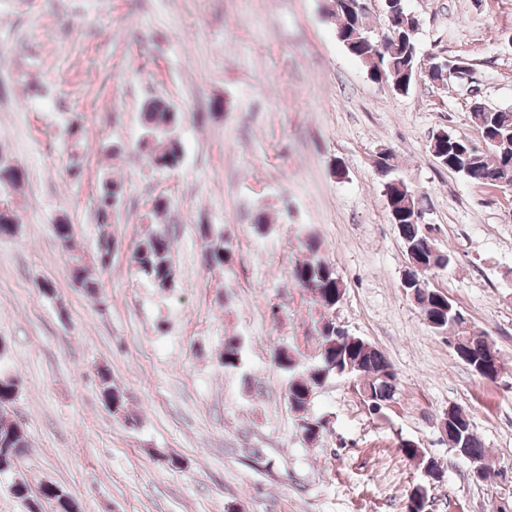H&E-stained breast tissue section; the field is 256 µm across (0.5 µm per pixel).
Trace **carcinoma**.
Here are the masks:
<instances>
[{"label":"carcinoma","mask_w":512,"mask_h":512,"mask_svg":"<svg viewBox=\"0 0 512 512\" xmlns=\"http://www.w3.org/2000/svg\"><path fill=\"white\" fill-rule=\"evenodd\" d=\"M336 18L339 21L337 36L347 51L368 68L369 78L375 82H386L392 90L405 95L426 72L430 82L447 85L446 69L430 66L418 67L417 19L404 8V0H391L384 4L382 34L374 38L367 25V16L352 21L344 8V0H336ZM144 134L139 149L148 163L160 171L174 172L181 166L183 147L172 138L180 120L181 112L160 97L146 100L141 108ZM469 121L477 138L466 134L451 133V137L434 141L431 155L446 159L455 155L454 147L462 149L463 157L446 163L448 171L471 181L491 179L492 186L504 192H512V109L480 107L473 104ZM379 173L386 177L383 189L387 190L385 201L388 218L394 225L399 239L412 244L414 251L405 252L407 261L418 263L414 274L424 284L413 302L428 328L436 335L452 332L459 346L477 357L495 353L497 349L488 341L486 333L479 331L465 318L456 315L457 306L445 295L433 292L428 280L421 272L445 271L451 265V256L428 238L423 227L415 219V209L427 207V196L404 179L394 175L396 165L393 155L383 151L376 165ZM24 179L23 171L12 166L0 168V191L8 193ZM123 196V184L114 179H105L97 195V221L101 227L112 224V209L119 206ZM16 217L12 216L7 199L0 198V237L14 235ZM200 235L208 241L202 254V263L209 270L222 268L232 261L229 240L221 233H213L209 225H200ZM172 240L165 230H156L136 248L133 262L137 273L147 278L157 288H167L176 274L171 259ZM307 257L293 268L297 282L310 291L324 311L331 312L344 295L343 282L334 267L321 255L320 244L312 239L306 245ZM112 257V236L101 233L96 254L97 267L105 270ZM74 280L87 295L98 293L99 283L89 277L82 266V259L74 258ZM337 324L325 320L319 330L321 339L320 361L305 371H299V362L285 348L275 354L279 369L288 373L286 397L289 407L296 413L308 409L313 394L332 376L346 369L355 377L356 390L370 412L380 415L386 403L396 399L399 390L397 374L384 354L374 346H363V338L355 336L350 341L340 342L336 336ZM240 344L235 337L224 343V367H237ZM100 395L103 402L112 404L115 413L126 412L123 392L112 384V378L104 370L99 371ZM17 395V385L9 377H0V473L17 468L27 455L30 443L21 423L8 417L7 411ZM454 432L448 433V446L455 452H465L481 460L486 457L482 439L474 432L470 416L457 409ZM303 435L307 442L318 440L324 426L316 419H304ZM398 448L405 458L418 468L426 469V460L419 452L420 444L414 440L401 439ZM12 494L25 506L26 512H42L43 503L60 504L69 492L62 487L45 483L38 495H33L28 483H13Z\"/></svg>","instance_id":"obj_1"}]
</instances>
